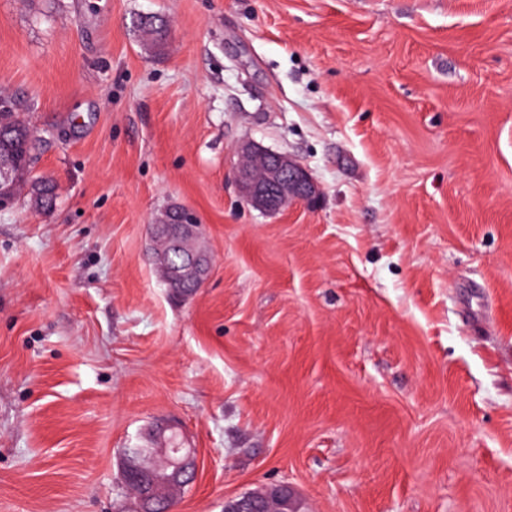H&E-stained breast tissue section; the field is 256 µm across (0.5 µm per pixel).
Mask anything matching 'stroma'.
I'll return each mask as SVG.
<instances>
[{
    "label": "stroma",
    "mask_w": 512,
    "mask_h": 512,
    "mask_svg": "<svg viewBox=\"0 0 512 512\" xmlns=\"http://www.w3.org/2000/svg\"><path fill=\"white\" fill-rule=\"evenodd\" d=\"M1 95L58 198L0 212V512H134L161 421L176 512H512V0H0ZM243 140L318 204L248 206ZM173 205L213 260L184 301ZM152 226L153 259L171 292L197 290L208 278L211 261L201 242L200 224L188 210H165ZM178 261L174 262L173 258ZM172 435L167 440L165 436L164 446L157 448L152 444L151 448H132L133 457L153 455L158 461L144 468L128 464L124 470V481L127 486L134 482L140 486L139 503L140 512H174V498L172 491L191 483L195 476V449L183 448V444L173 443L177 436L174 428H170ZM154 460V461H155ZM132 485L131 490L137 499V487ZM159 505L162 511H155L153 506Z\"/></svg>",
    "instance_id": "stroma-1"
}]
</instances>
